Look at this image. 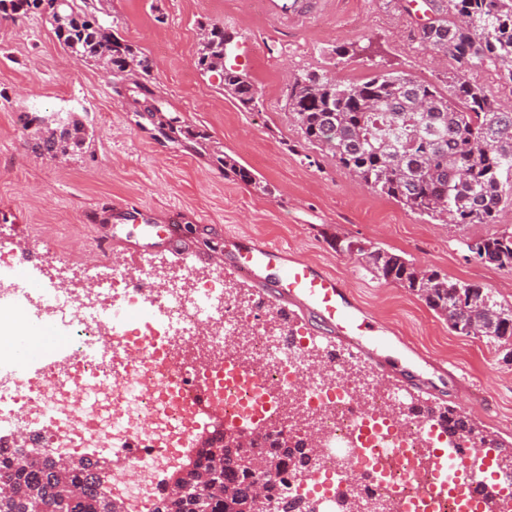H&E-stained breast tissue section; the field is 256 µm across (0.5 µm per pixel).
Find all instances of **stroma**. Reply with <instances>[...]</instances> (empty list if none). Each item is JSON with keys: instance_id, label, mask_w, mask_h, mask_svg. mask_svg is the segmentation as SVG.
Masks as SVG:
<instances>
[{"instance_id": "stroma-1", "label": "stroma", "mask_w": 512, "mask_h": 512, "mask_svg": "<svg viewBox=\"0 0 512 512\" xmlns=\"http://www.w3.org/2000/svg\"><path fill=\"white\" fill-rule=\"evenodd\" d=\"M404 0H328L306 23L283 26L244 0H97L114 34L152 62L150 100L137 99L138 75L113 76L67 56L42 15L0 18V225H22L39 269L56 258L71 269L90 256L110 264L115 244L128 265L151 260L166 269L210 272V248L225 232L255 235L315 262L344 280L379 320L427 356L447 360L468 379L447 387V405L512 442V365L494 347L459 336L404 288L375 278L357 255L333 249L339 235L371 242L436 270L476 283L512 303V269L473 257L466 239L512 230V203L494 224H436L371 192L331 156L305 143L290 113L293 79L323 69L359 82L378 70L432 80L456 67L425 50ZM218 22L232 33L237 62L262 93L247 112L216 77L195 65L200 26ZM336 46L346 57L331 55ZM183 127L209 136V153L171 140L143 118L146 104ZM72 117L93 134L83 153L50 158L33 152L29 122ZM234 158L267 184L261 192L214 164ZM97 210L96 223L85 215ZM175 217L184 227L173 244L153 225Z\"/></svg>"}]
</instances>
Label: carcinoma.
I'll return each mask as SVG.
<instances>
[{
	"instance_id": "cac0c4a2",
	"label": "carcinoma",
	"mask_w": 512,
	"mask_h": 512,
	"mask_svg": "<svg viewBox=\"0 0 512 512\" xmlns=\"http://www.w3.org/2000/svg\"><path fill=\"white\" fill-rule=\"evenodd\" d=\"M56 0H0V17L16 18L39 11L54 18ZM431 16L420 26L423 45L434 55L451 57L455 72L446 77L447 90L409 74L375 72L362 82H343L324 71L305 70L293 82L289 108L305 141L355 174L371 191L392 199L411 212L444 224H495L503 203L512 202V111L504 112L470 72L492 67L512 85V0H427ZM196 51L197 67L219 79L224 92L246 111L261 105L257 88L238 65L224 58L228 36L218 24L202 26ZM61 48L71 57L108 67L120 75L138 71L147 76L150 59L112 34L87 2L68 11L66 23L53 28ZM84 125L59 118L54 128H39L33 149L61 152L89 148ZM218 167L262 192L268 187L230 156L216 157ZM475 258H490L499 268H512V231L466 242ZM380 279L417 295L459 336H480L502 349L512 364V305L475 284L448 280L435 270L418 268L407 258L372 246L367 260ZM483 307L481 328L472 325L463 307ZM428 416L453 424L460 435L478 429L468 417L450 408L427 407ZM259 449L269 466L266 499L276 486L268 477L290 463L301 464L308 450L286 439L264 441ZM200 466L210 473L202 493L181 496L169 488L150 512H254L250 488L259 474L242 462L236 448L201 447ZM57 462L47 452L28 459L21 447L0 446V481L11 485L0 496V512H116L123 506L103 489L106 473L89 455L75 459L66 484L56 478Z\"/></svg>"
}]
</instances>
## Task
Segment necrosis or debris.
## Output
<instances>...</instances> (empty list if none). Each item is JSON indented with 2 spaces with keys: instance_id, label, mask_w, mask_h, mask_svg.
<instances>
[{
  "instance_id": "obj_1",
  "label": "necrosis or debris",
  "mask_w": 512,
  "mask_h": 512,
  "mask_svg": "<svg viewBox=\"0 0 512 512\" xmlns=\"http://www.w3.org/2000/svg\"><path fill=\"white\" fill-rule=\"evenodd\" d=\"M84 287L52 285L37 289L30 300L33 320L43 315L64 324V344L83 376L62 367L31 378L20 365L11 374L21 412L9 419L13 435L28 434L35 424L50 427L49 438L33 440L36 448L48 440L67 448H109L121 453L129 440L149 444L151 454L128 457L112 469L106 488L122 499L128 512H142L160 492L162 474L177 462L176 450L196 434L194 406L198 396L224 413V424L236 427L252 415L265 416L269 433H278L280 404L267 405L264 387L282 399L295 395L301 411L330 441L312 458L308 469L295 466L272 475L281 495L268 503L280 512L281 496L301 500L308 476L335 471L337 464L356 466L358 457L375 463L376 482L338 489L323 485L322 497L355 499L359 512H466L457 494L422 497L425 475L413 463L424 446L423 417L412 415L390 392L375 388L369 378L351 376L347 363L317 366L308 345L285 343L268 328L255 303L233 295L223 278L187 272L183 285L166 289L160 275L143 266L135 272L88 264ZM154 306L160 321L130 313ZM103 355L89 359L86 346ZM246 361L249 373L236 369ZM110 375L109 386L90 388L84 376ZM396 422L391 443L403 449V460L388 459L378 436L385 421Z\"/></svg>"
}]
</instances>
